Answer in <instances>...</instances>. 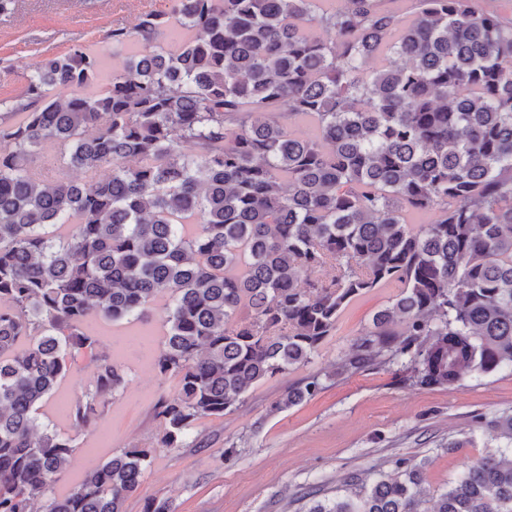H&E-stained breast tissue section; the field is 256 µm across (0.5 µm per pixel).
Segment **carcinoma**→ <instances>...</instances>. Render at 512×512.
<instances>
[{"label":"carcinoma","instance_id":"1","mask_svg":"<svg viewBox=\"0 0 512 512\" xmlns=\"http://www.w3.org/2000/svg\"><path fill=\"white\" fill-rule=\"evenodd\" d=\"M481 2L170 0L105 35L134 53L102 90L80 45L35 63L0 114V512H124L156 449L309 362L386 283L401 291L336 374L405 359L433 389L512 371V18ZM45 146L111 174L52 181ZM160 298L155 367L180 389L156 445L55 494L76 445L35 414L83 362L69 417L99 416L128 380L92 315L138 319ZM322 389L310 376L273 410ZM423 482L400 459L308 512H512L503 452L429 508Z\"/></svg>","mask_w":512,"mask_h":512}]
</instances>
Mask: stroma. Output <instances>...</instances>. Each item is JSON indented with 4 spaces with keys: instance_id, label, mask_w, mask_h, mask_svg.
Masks as SVG:
<instances>
[{
    "instance_id": "stroma-1",
    "label": "stroma",
    "mask_w": 512,
    "mask_h": 512,
    "mask_svg": "<svg viewBox=\"0 0 512 512\" xmlns=\"http://www.w3.org/2000/svg\"><path fill=\"white\" fill-rule=\"evenodd\" d=\"M168 7L169 0H17L13 11L0 14V100L20 94L44 52L63 53L78 44L99 54L96 85L104 87L122 63L103 42L104 32ZM396 293L381 286L353 300L309 363L251 386L224 417L203 420L197 428L202 447L157 449L125 512H143L145 500L155 497L167 500L171 512H308L315 501L345 494L350 476L392 471L399 459L424 466L429 500L467 466L496 452L490 424L512 411V374L468 375L462 383L429 390L409 382L404 362L334 376L336 363ZM95 324L113 361L127 371L128 384L94 423H76L62 405L88 381L89 369L78 365L42 408L40 426L68 433L77 445L54 485L58 493L112 454L150 444L161 427L156 404L178 393L176 378L161 377L154 367L165 340L159 315L119 322L99 317ZM311 375L323 379L316 397L271 412L286 386Z\"/></svg>"
}]
</instances>
